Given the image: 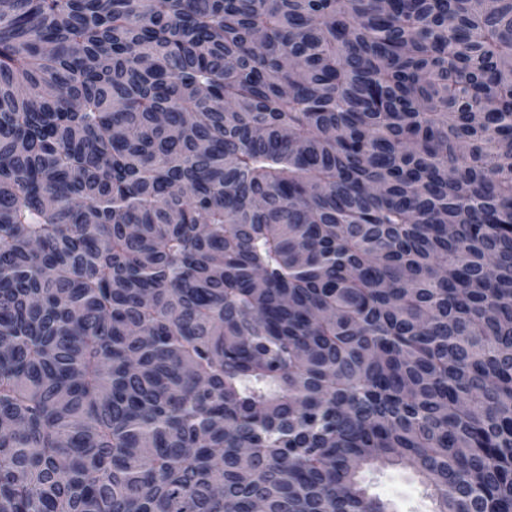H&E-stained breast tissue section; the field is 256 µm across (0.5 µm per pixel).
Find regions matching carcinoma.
<instances>
[{
    "label": "carcinoma",
    "instance_id": "carcinoma-1",
    "mask_svg": "<svg viewBox=\"0 0 512 512\" xmlns=\"http://www.w3.org/2000/svg\"><path fill=\"white\" fill-rule=\"evenodd\" d=\"M512 512V0H0V512ZM368 492L388 501L395 512H432L433 500L427 496L423 485L409 470L388 468L365 472Z\"/></svg>",
    "mask_w": 512,
    "mask_h": 512
}]
</instances>
